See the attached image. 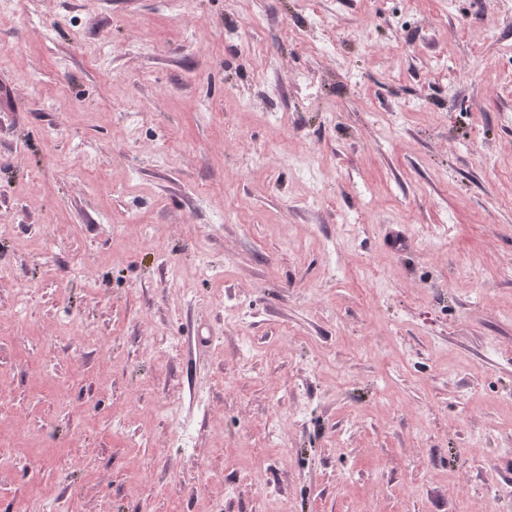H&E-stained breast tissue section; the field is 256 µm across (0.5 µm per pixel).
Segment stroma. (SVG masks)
Segmentation results:
<instances>
[{"mask_svg":"<svg viewBox=\"0 0 512 512\" xmlns=\"http://www.w3.org/2000/svg\"><path fill=\"white\" fill-rule=\"evenodd\" d=\"M185 2L0 18V512H512V18L318 0L327 54L307 0ZM309 23L323 34L322 40L316 45L317 49L321 51L329 47L334 48L333 25L330 19L315 7H311L309 9Z\"/></svg>","mask_w":512,"mask_h":512,"instance_id":"1","label":"stroma"}]
</instances>
